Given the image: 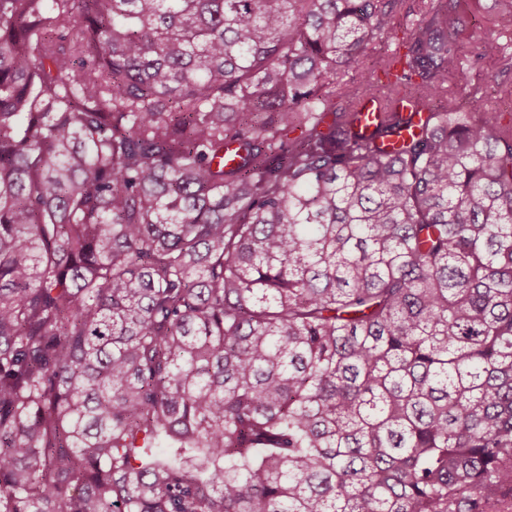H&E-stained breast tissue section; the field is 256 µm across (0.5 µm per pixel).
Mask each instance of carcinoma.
<instances>
[{"label":"carcinoma","mask_w":512,"mask_h":512,"mask_svg":"<svg viewBox=\"0 0 512 512\" xmlns=\"http://www.w3.org/2000/svg\"><path fill=\"white\" fill-rule=\"evenodd\" d=\"M402 2L0 0V512H512V119Z\"/></svg>","instance_id":"carcinoma-1"}]
</instances>
